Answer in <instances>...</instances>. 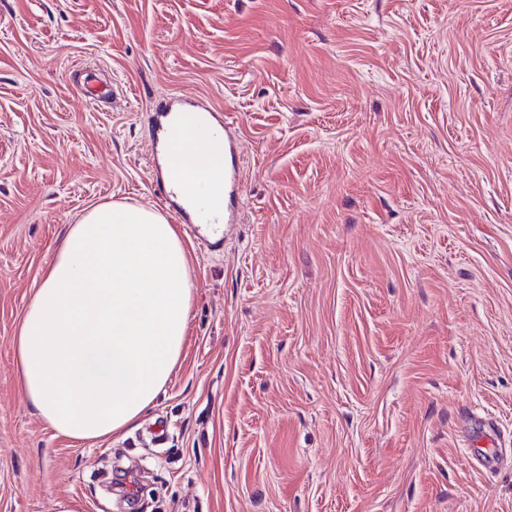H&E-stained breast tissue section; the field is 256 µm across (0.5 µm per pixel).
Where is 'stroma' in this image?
<instances>
[{
    "instance_id": "obj_1",
    "label": "stroma",
    "mask_w": 512,
    "mask_h": 512,
    "mask_svg": "<svg viewBox=\"0 0 512 512\" xmlns=\"http://www.w3.org/2000/svg\"><path fill=\"white\" fill-rule=\"evenodd\" d=\"M182 94L230 123L238 221L183 239L155 405L76 444L17 327L91 207L171 216L152 121ZM116 467L142 512H512V0H0V512H128Z\"/></svg>"
}]
</instances>
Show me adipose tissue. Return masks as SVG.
<instances>
[{
    "label": "adipose tissue",
    "instance_id": "obj_1",
    "mask_svg": "<svg viewBox=\"0 0 512 512\" xmlns=\"http://www.w3.org/2000/svg\"><path fill=\"white\" fill-rule=\"evenodd\" d=\"M179 198L203 181L224 210V147L177 141L164 163ZM193 288L174 225L108 203L71 225L15 338L19 385L58 435L84 443L137 421L163 392L185 344Z\"/></svg>",
    "mask_w": 512,
    "mask_h": 512
}]
</instances>
